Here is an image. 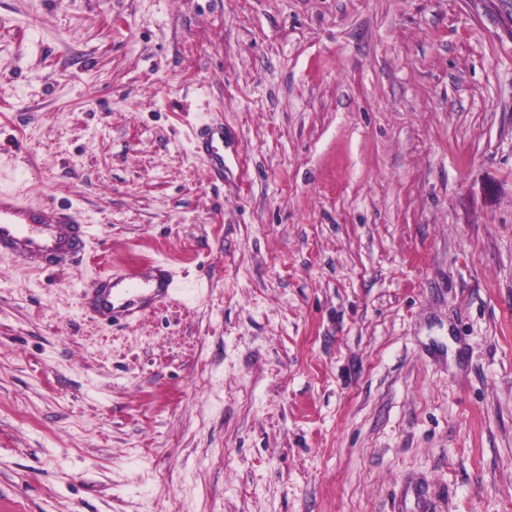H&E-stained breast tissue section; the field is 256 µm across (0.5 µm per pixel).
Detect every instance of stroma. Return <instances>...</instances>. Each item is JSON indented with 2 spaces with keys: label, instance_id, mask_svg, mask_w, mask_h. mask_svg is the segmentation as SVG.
<instances>
[{
  "label": "stroma",
  "instance_id": "1",
  "mask_svg": "<svg viewBox=\"0 0 512 512\" xmlns=\"http://www.w3.org/2000/svg\"><path fill=\"white\" fill-rule=\"evenodd\" d=\"M0 191L88 226L0 255V512H512L497 0H0ZM148 272L141 275L124 276L116 272L103 278V285L92 291V311L109 323L128 320L143 314L147 306L166 300L172 283V275L166 264L150 265ZM150 295L140 297L145 293Z\"/></svg>",
  "mask_w": 512,
  "mask_h": 512
}]
</instances>
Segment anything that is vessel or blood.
Wrapping results in <instances>:
<instances>
[{"label": "vessel or blood", "instance_id": "vessel-or-blood-1", "mask_svg": "<svg viewBox=\"0 0 512 512\" xmlns=\"http://www.w3.org/2000/svg\"><path fill=\"white\" fill-rule=\"evenodd\" d=\"M86 236L77 209L51 214L20 194L0 193V255L37 271L60 262L79 263ZM171 283V272L163 263L150 265L141 275L106 274L102 286L92 291V311L109 323L137 317L148 305L165 301Z\"/></svg>", "mask_w": 512, "mask_h": 512}]
</instances>
